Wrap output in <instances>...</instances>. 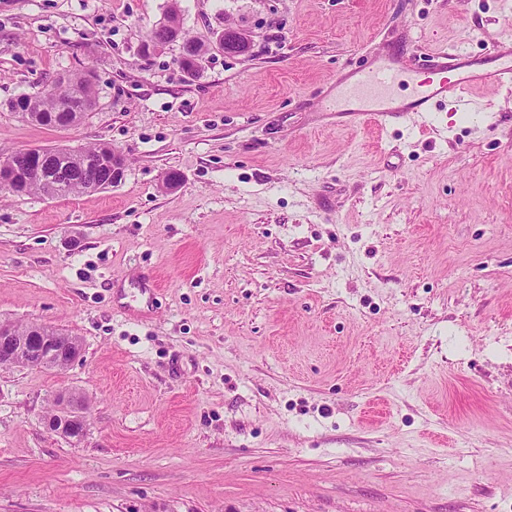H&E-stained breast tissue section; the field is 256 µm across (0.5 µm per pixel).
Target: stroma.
<instances>
[{
  "label": "stroma",
  "mask_w": 512,
  "mask_h": 512,
  "mask_svg": "<svg viewBox=\"0 0 512 512\" xmlns=\"http://www.w3.org/2000/svg\"><path fill=\"white\" fill-rule=\"evenodd\" d=\"M172 5L208 48L193 77L140 50ZM399 39L418 71L512 46V0H0V156L127 161L0 196V318L82 343L0 367V512H512V95L422 125L319 111ZM83 73L76 126L9 107ZM60 391L89 401L80 444L42 424ZM104 147H86L78 152L65 150L60 156H57L58 154L54 151L34 153L30 149H22L20 152L22 154L10 161L1 162L0 188L15 196L25 194L27 190L26 195L46 196L48 194L46 187L49 190L55 189L59 182V188L56 189L57 198L89 191L88 184L93 190L114 187L121 180L125 158L113 148L98 152ZM95 154V158L84 167L85 159ZM52 158H57L56 169L60 173L58 182V174L49 163ZM83 167L89 170L88 184L80 178L70 176V173L80 172ZM36 176L42 179L46 187L39 179L32 181Z\"/></svg>",
  "instance_id": "obj_1"
}]
</instances>
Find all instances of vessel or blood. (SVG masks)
I'll return each mask as SVG.
<instances>
[{
	"mask_svg": "<svg viewBox=\"0 0 512 512\" xmlns=\"http://www.w3.org/2000/svg\"><path fill=\"white\" fill-rule=\"evenodd\" d=\"M402 58L398 50L373 66L337 75L323 111L380 125L390 117H427L450 101L467 109L469 93L481 85L512 92V48H496L481 58L440 51L429 69L418 73L407 69Z\"/></svg>",
	"mask_w": 512,
	"mask_h": 512,
	"instance_id": "obj_1",
	"label": "vessel or blood"
}]
</instances>
